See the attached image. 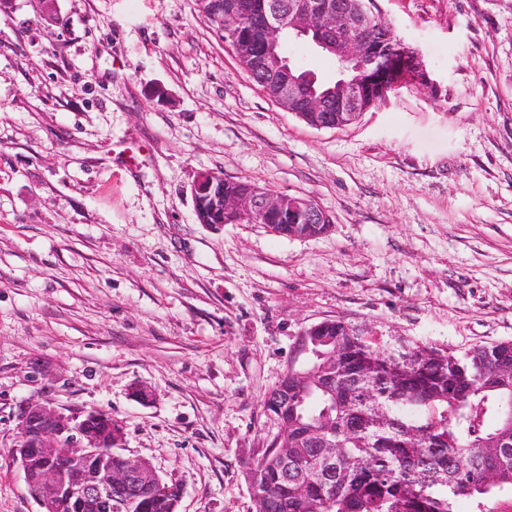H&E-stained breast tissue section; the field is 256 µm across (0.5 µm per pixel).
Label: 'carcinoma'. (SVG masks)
I'll return each mask as SVG.
<instances>
[{
  "label": "carcinoma",
  "mask_w": 512,
  "mask_h": 512,
  "mask_svg": "<svg viewBox=\"0 0 512 512\" xmlns=\"http://www.w3.org/2000/svg\"><path fill=\"white\" fill-rule=\"evenodd\" d=\"M222 38L268 35L260 11L216 22ZM300 338L309 368H288L263 406L292 448L293 478L266 451L247 479L255 512H452L459 495L512 487V341L456 354L410 342L398 356L357 331ZM328 366L335 378L321 375ZM288 392V405L274 407ZM321 432L320 445L308 433ZM178 485L136 486L134 512H171Z\"/></svg>",
  "instance_id": "1"
}]
</instances>
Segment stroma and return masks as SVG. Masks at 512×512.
I'll use <instances>...</instances> for the list:
<instances>
[{
	"label": "stroma",
	"instance_id": "1",
	"mask_svg": "<svg viewBox=\"0 0 512 512\" xmlns=\"http://www.w3.org/2000/svg\"><path fill=\"white\" fill-rule=\"evenodd\" d=\"M365 6L432 83L317 129L196 0H0V512H39L10 455L29 400L112 414L178 512H255L263 398L305 327L512 341V0ZM207 171L331 224L199 223Z\"/></svg>",
	"mask_w": 512,
	"mask_h": 512
}]
</instances>
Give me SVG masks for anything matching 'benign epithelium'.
Returning <instances> with one entry per match:
<instances>
[{"label": "benign epithelium", "mask_w": 512, "mask_h": 512, "mask_svg": "<svg viewBox=\"0 0 512 512\" xmlns=\"http://www.w3.org/2000/svg\"><path fill=\"white\" fill-rule=\"evenodd\" d=\"M202 9L214 18L236 15L245 10L240 0H200ZM262 7L271 29L269 42L249 52L236 44L233 49L240 64L264 74L266 82L276 86L275 101L316 128L343 127L355 122L365 111V91L386 94L384 83L373 82L372 64L378 45L352 39L364 11L348 12L334 0H289L288 26H282L277 0H263ZM323 22L322 32L314 43L336 53L345 73L349 66L360 77L340 83L336 103L323 98L303 97L300 90L311 76H294L290 59L279 53L283 32L296 38L313 32L312 18ZM390 60L397 74L411 83L431 84L419 56L402 43L387 41ZM197 219L201 224H227L255 220L271 232L288 237H315L323 234L331 220L309 199L275 193L256 185L242 194L224 193V176L215 172L200 173L192 188ZM16 438L10 450L19 463L24 478L31 483L30 496L41 512H54L56 501L65 497L79 512L90 503L96 512H119L130 508L125 492L133 485L152 486L161 482L154 469L138 464L125 470H114L103 456L122 447L124 431L112 429V418L95 412L67 415L41 400L28 402L17 417ZM38 459L36 474L30 463Z\"/></svg>", "instance_id": "7a95c632"}]
</instances>
